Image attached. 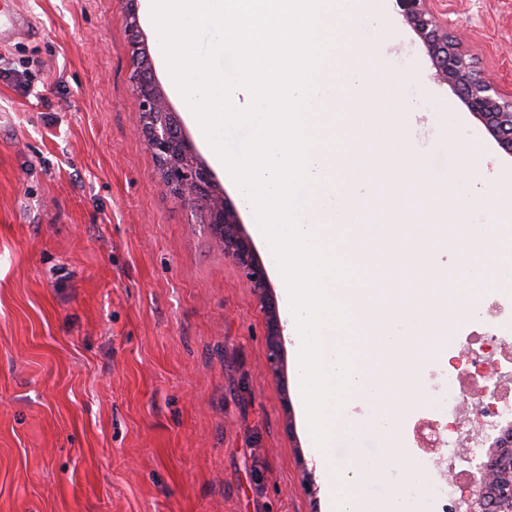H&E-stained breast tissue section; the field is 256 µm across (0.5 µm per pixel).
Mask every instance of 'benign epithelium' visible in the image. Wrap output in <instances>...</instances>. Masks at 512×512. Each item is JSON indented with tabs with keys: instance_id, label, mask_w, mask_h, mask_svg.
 <instances>
[{
	"instance_id": "obj_1",
	"label": "benign epithelium",
	"mask_w": 512,
	"mask_h": 512,
	"mask_svg": "<svg viewBox=\"0 0 512 512\" xmlns=\"http://www.w3.org/2000/svg\"><path fill=\"white\" fill-rule=\"evenodd\" d=\"M398 14L426 49L437 81L450 86L462 105L512 156V90L484 74L450 32L448 19L441 16L433 0H395ZM131 32L132 54L137 60L136 93L141 100L139 125L159 162L162 189L187 200L208 203L209 223L227 256L241 271L245 285L260 300L266 319V367L281 374L285 324L253 244L245 233L238 210L216 192L212 174L185 136L174 112L160 95L152 63L143 54V37L136 9L126 16ZM444 427L423 421L416 429L418 447L435 449L442 444ZM458 501L465 512H512V431H505L475 465Z\"/></svg>"
}]
</instances>
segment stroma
Returning <instances> with one entry per match:
<instances>
[{"mask_svg": "<svg viewBox=\"0 0 512 512\" xmlns=\"http://www.w3.org/2000/svg\"><path fill=\"white\" fill-rule=\"evenodd\" d=\"M477 65L512 83V0H439ZM29 36L0 42V512H330L294 337L266 368L265 315L203 203L162 192L138 127L128 0H18ZM154 78L238 212L290 319L254 213L170 89ZM351 37L376 58L427 183L482 191L473 224L512 195L504 153L436 81L394 0H368ZM494 166V179L475 177ZM315 481L302 486L304 472Z\"/></svg>", "mask_w": 512, "mask_h": 512, "instance_id": "obj_1", "label": "stroma"}]
</instances>
